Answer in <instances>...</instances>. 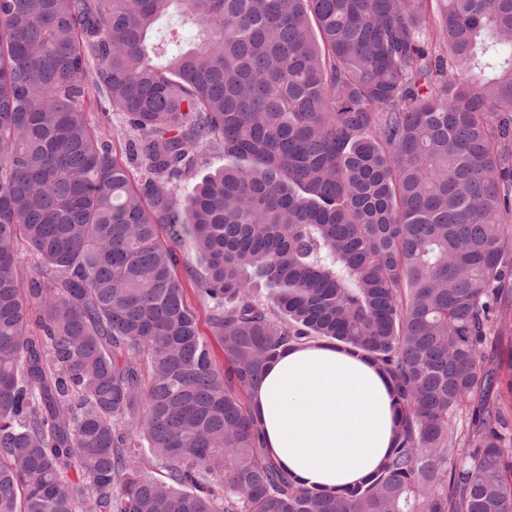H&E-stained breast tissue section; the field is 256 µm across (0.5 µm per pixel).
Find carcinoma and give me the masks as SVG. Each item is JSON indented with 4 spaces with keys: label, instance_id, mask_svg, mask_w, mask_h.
Instances as JSON below:
<instances>
[{
    "label": "carcinoma",
    "instance_id": "cac0c4a2",
    "mask_svg": "<svg viewBox=\"0 0 512 512\" xmlns=\"http://www.w3.org/2000/svg\"><path fill=\"white\" fill-rule=\"evenodd\" d=\"M511 308L512 0H0V512H512ZM311 340L397 418L326 493L251 403ZM157 35H166L169 33L177 34L181 42H186L192 38L193 31L181 24V18L176 14H170L160 18L156 25ZM225 161L222 157L220 158H211L206 165L198 169V171L189 175L187 178L183 179L176 190V197L182 203L188 194L191 192L192 187L199 180V178L210 171H214L215 169L222 167ZM178 253L180 255V264L178 265V274L186 287V296L188 301L196 308L200 329L206 335H209V329L206 324V309L198 299L195 288L192 285L191 275L195 271L202 272L199 265L198 255L195 250L194 242L190 236L185 235L178 244Z\"/></svg>",
    "mask_w": 512,
    "mask_h": 512
}]
</instances>
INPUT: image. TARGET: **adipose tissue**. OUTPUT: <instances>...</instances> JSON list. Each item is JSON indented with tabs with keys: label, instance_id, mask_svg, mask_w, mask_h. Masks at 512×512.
<instances>
[{
	"label": "adipose tissue",
	"instance_id": "adipose-tissue-1",
	"mask_svg": "<svg viewBox=\"0 0 512 512\" xmlns=\"http://www.w3.org/2000/svg\"><path fill=\"white\" fill-rule=\"evenodd\" d=\"M274 461L322 491L369 477L392 445L390 389L374 365L326 344L279 357L253 392Z\"/></svg>",
	"mask_w": 512,
	"mask_h": 512
}]
</instances>
